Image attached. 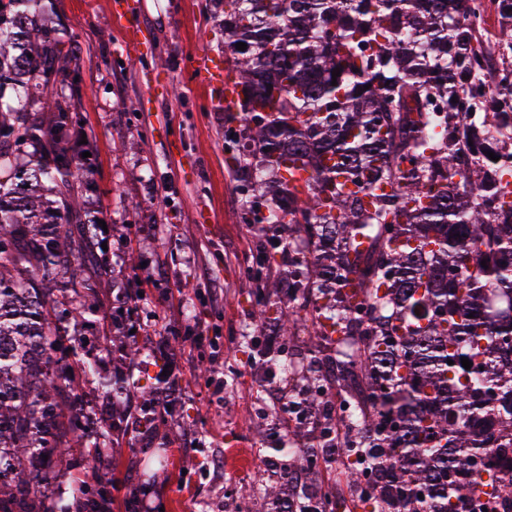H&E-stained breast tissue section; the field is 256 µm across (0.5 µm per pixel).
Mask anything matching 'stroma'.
Segmentation results:
<instances>
[{"label": "stroma", "instance_id": "35a3bbf8", "mask_svg": "<svg viewBox=\"0 0 512 512\" xmlns=\"http://www.w3.org/2000/svg\"><path fill=\"white\" fill-rule=\"evenodd\" d=\"M112 3L44 0L82 47L75 132L93 163L86 207L118 225L104 235L114 256L131 246L145 259L101 301L122 305L137 345L166 367L157 393L166 412L152 430L130 424L117 438L120 455L97 469L74 449L42 489L67 502L100 481L111 512H271L255 489L278 466L261 465L258 443L284 432L263 414L284 392L235 346L248 324L244 268L265 238L241 206L224 113L191 65L199 53L223 61L224 32L209 0H141L144 43L135 48L123 42ZM148 73L158 80L151 93ZM131 200L138 210H127ZM217 457L223 467L212 466Z\"/></svg>", "mask_w": 512, "mask_h": 512}]
</instances>
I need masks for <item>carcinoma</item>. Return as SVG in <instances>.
<instances>
[{
    "mask_svg": "<svg viewBox=\"0 0 512 512\" xmlns=\"http://www.w3.org/2000/svg\"><path fill=\"white\" fill-rule=\"evenodd\" d=\"M210 2L241 87L224 142L242 207L278 240L246 268L241 347L288 382L266 413L293 425L257 492L288 493L286 512H512V153L486 138L512 128V0H489L485 38L457 0ZM0 4V512H72L107 499L87 487L46 507L42 483L74 448L97 465L126 430L119 416L93 431L82 386L131 384L98 378L81 333L67 354L54 345L69 323L122 325V307L98 306L120 272L71 140L81 47L41 0ZM493 64L501 80L475 92ZM297 162L301 186L284 177ZM121 351L151 429L153 363L132 340Z\"/></svg>",
    "mask_w": 512,
    "mask_h": 512,
    "instance_id": "cac0c4a2",
    "label": "carcinoma"
}]
</instances>
